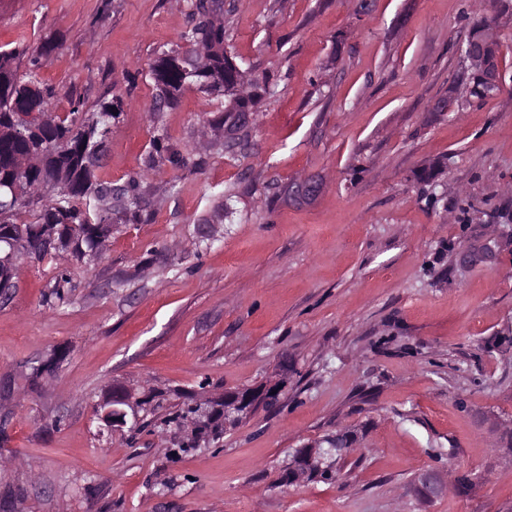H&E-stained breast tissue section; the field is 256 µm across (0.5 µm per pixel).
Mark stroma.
Returning <instances> with one entry per match:
<instances>
[{"label":"stroma","mask_w":512,"mask_h":512,"mask_svg":"<svg viewBox=\"0 0 512 512\" xmlns=\"http://www.w3.org/2000/svg\"><path fill=\"white\" fill-rule=\"evenodd\" d=\"M498 0H226L225 39L269 82L250 137L202 164L161 163L151 214L102 258L24 263L0 299V512H512V10ZM490 17L502 90L439 112L460 45ZM188 24L186 0H0V45L55 49L59 108L118 97L102 180L143 168L157 132L190 153L224 100L194 89L153 120L148 64ZM448 166L434 185L416 176ZM316 183L295 199L298 182ZM216 238L199 249L196 226ZM165 247L182 270L146 263ZM492 255H484L485 246ZM64 360L40 383L51 353ZM286 381L219 441L172 458L188 429L162 407ZM131 389L132 429L100 406ZM156 396L160 409L143 403ZM359 442L335 482L280 477L337 427ZM473 487L422 499L426 468ZM71 288L72 283L67 270H59L51 288L44 295L43 305L48 308L66 305L70 300Z\"/></svg>","instance_id":"1"}]
</instances>
